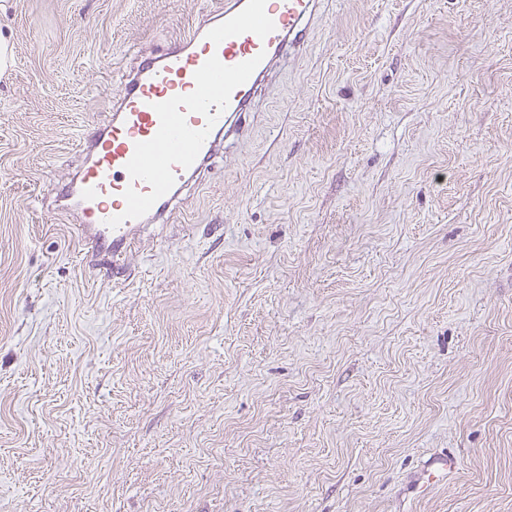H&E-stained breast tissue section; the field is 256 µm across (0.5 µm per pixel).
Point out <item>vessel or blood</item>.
Masks as SVG:
<instances>
[{
  "label": "vessel or blood",
  "mask_w": 512,
  "mask_h": 512,
  "mask_svg": "<svg viewBox=\"0 0 512 512\" xmlns=\"http://www.w3.org/2000/svg\"><path fill=\"white\" fill-rule=\"evenodd\" d=\"M322 4L225 0L185 38L136 56L111 122L79 139L86 160L67 189L91 254L126 270L143 226L166 223L224 138L244 135L259 88L286 53L306 46Z\"/></svg>",
  "instance_id": "vessel-or-blood-1"
}]
</instances>
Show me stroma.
Returning <instances> with one entry per match:
<instances>
[{"label": "stroma", "instance_id": "1", "mask_svg": "<svg viewBox=\"0 0 512 512\" xmlns=\"http://www.w3.org/2000/svg\"><path fill=\"white\" fill-rule=\"evenodd\" d=\"M223 6L0 5V512H512V0H325L113 280L48 188Z\"/></svg>", "mask_w": 512, "mask_h": 512}]
</instances>
